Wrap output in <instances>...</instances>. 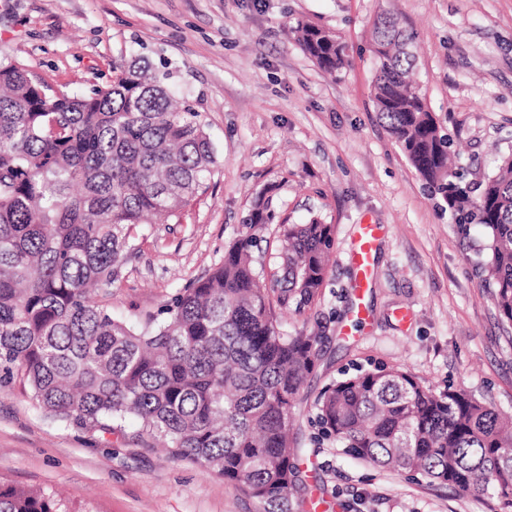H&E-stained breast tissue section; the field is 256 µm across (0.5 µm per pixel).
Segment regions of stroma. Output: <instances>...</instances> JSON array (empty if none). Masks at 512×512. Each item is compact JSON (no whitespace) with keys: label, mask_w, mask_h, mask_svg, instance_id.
<instances>
[{"label":"stroma","mask_w":512,"mask_h":512,"mask_svg":"<svg viewBox=\"0 0 512 512\" xmlns=\"http://www.w3.org/2000/svg\"><path fill=\"white\" fill-rule=\"evenodd\" d=\"M384 15L415 33L422 93L481 182L512 155V0H0V60L84 96L111 82L113 63L141 59L166 68L205 118L215 173L180 223L133 229L108 302L117 319L143 324L221 263L259 197L289 223L333 225L318 297L281 313L288 332L322 335L294 435L324 512H504L497 499L354 459L313 422L323 388L358 366H398L512 415V323L475 264L484 230L458 232L375 112L370 42ZM299 20L345 42L350 67L322 71L295 40ZM359 224L382 229L362 320L348 261ZM0 484L55 491L69 512H260L136 422L105 434L48 418L17 380L0 387Z\"/></svg>","instance_id":"stroma-1"}]
</instances>
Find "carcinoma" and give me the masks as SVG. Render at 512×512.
Listing matches in <instances>:
<instances>
[{
	"instance_id": "cac0c4a2",
	"label": "carcinoma",
	"mask_w": 512,
	"mask_h": 512,
	"mask_svg": "<svg viewBox=\"0 0 512 512\" xmlns=\"http://www.w3.org/2000/svg\"><path fill=\"white\" fill-rule=\"evenodd\" d=\"M296 40L336 74L349 55L333 32L299 22ZM379 119L459 230L488 231L477 262L512 322V156L473 187L415 81L414 35L374 24ZM87 96L54 90L19 62H0V384L26 380L37 408L112 434L129 416L174 458L243 487L261 512L307 503L301 449L290 438L320 337L285 330L274 305L301 311L322 288L333 225L280 224L271 269L256 267L260 198L224 261L147 323L116 320L112 295L130 231L179 220L214 175L202 113L148 64L112 66ZM321 434L376 467L497 498L512 508V416L462 388L436 391L403 368L359 369L316 403ZM0 512H67L51 492L0 484Z\"/></svg>"
}]
</instances>
